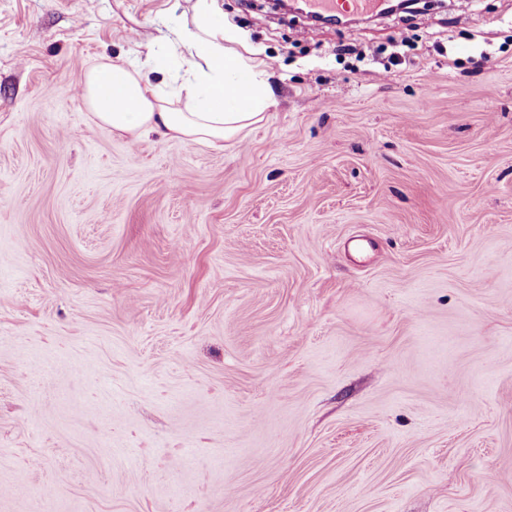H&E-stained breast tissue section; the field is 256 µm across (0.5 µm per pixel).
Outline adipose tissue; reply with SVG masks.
<instances>
[{
    "label": "adipose tissue",
    "instance_id": "adipose-tissue-1",
    "mask_svg": "<svg viewBox=\"0 0 512 512\" xmlns=\"http://www.w3.org/2000/svg\"><path fill=\"white\" fill-rule=\"evenodd\" d=\"M183 39L189 54L173 100L129 66L102 63L85 70L84 96L96 120L118 136L160 132L217 149L260 123L273 104L265 72L251 57L227 47V34L208 23L206 0H199L195 31L184 32Z\"/></svg>",
    "mask_w": 512,
    "mask_h": 512
}]
</instances>
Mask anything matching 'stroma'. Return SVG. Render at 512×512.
<instances>
[{
    "instance_id": "35a3bbf8",
    "label": "stroma",
    "mask_w": 512,
    "mask_h": 512,
    "mask_svg": "<svg viewBox=\"0 0 512 512\" xmlns=\"http://www.w3.org/2000/svg\"><path fill=\"white\" fill-rule=\"evenodd\" d=\"M210 4L276 98L221 151L62 93L171 89L196 0H0V512H512V0Z\"/></svg>"
}]
</instances>
